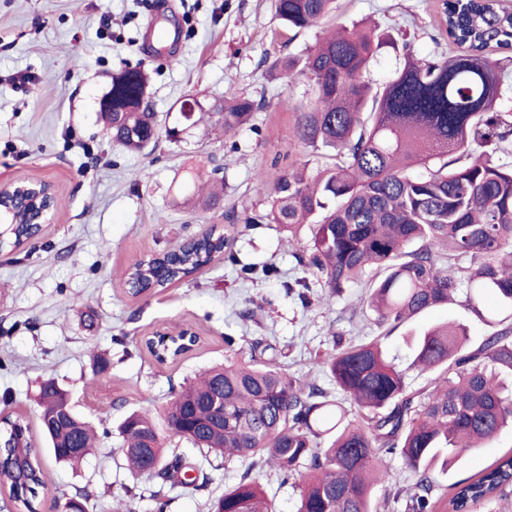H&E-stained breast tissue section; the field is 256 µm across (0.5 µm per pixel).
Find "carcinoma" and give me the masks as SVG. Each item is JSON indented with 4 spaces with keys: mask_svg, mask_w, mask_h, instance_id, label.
I'll return each instance as SVG.
<instances>
[{
    "mask_svg": "<svg viewBox=\"0 0 512 512\" xmlns=\"http://www.w3.org/2000/svg\"><path fill=\"white\" fill-rule=\"evenodd\" d=\"M335 0H273L283 31L312 28L334 11ZM439 29L460 52L442 59L405 46L402 71L382 85L366 79L381 38L370 24L327 33L298 55L277 58L273 76L305 79L313 99L293 107L291 136L305 156L329 163L316 173L309 161L288 169L273 185L257 173L254 192L269 197L264 214L244 217V228L277 224L288 243L302 244L297 262L315 273L327 297L362 283L366 270L382 273L364 301L379 324L406 319L452 300L459 288L471 300L495 295L509 314L500 328L473 345L466 331L446 322L412 340L413 366L432 372L426 387L409 389L388 361L380 339L343 345L319 360L336 395L303 382L274 357L249 353L200 371L171 392L160 408L125 413L118 434L126 469L150 476L153 512H168L166 489L186 494L212 483L199 463L170 448L184 441L201 458L211 455L245 470L212 501L211 512H276L252 472L268 467L282 481L300 480L296 512H437L436 467L492 441L512 424V162L496 152L512 145V108L503 103V59L512 53V12L498 0H443ZM149 75L140 65L112 75V111L103 112L112 142L138 152L159 137L156 114L145 105ZM260 107L232 94L199 111L217 116L229 133ZM32 231L13 224L0 251L17 252ZM240 264L229 237L211 229L178 249L138 262L127 273L134 295L186 278L217 257ZM41 408L46 448L35 446L20 417L0 419V490L18 512H41L46 489L43 453L77 470L95 453L99 436L52 377L34 396ZM400 456L408 484L387 485L380 461ZM383 496L376 499L378 488ZM512 495V456L477 478L455 485L446 509L472 512ZM90 493L78 489L61 512H88Z\"/></svg>",
    "mask_w": 512,
    "mask_h": 512,
    "instance_id": "carcinoma-1",
    "label": "carcinoma"
}]
</instances>
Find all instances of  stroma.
Returning a JSON list of instances; mask_svg holds the SVG:
<instances>
[{
  "label": "stroma",
  "instance_id": "stroma-1",
  "mask_svg": "<svg viewBox=\"0 0 512 512\" xmlns=\"http://www.w3.org/2000/svg\"><path fill=\"white\" fill-rule=\"evenodd\" d=\"M329 25L364 22L389 34L369 68L382 84L402 67L403 48L429 59L448 54L438 32L440 0H336ZM271 0H0V178L53 183L60 204L54 223L32 244L0 254V394L11 392L0 413L23 417L39 434L38 382L54 377L77 410L108 430L80 472L45 459L43 512L88 487V512H109L133 478L118 452L116 431L128 410L166 400L194 374L230 357L224 339L248 349L258 338L276 342L280 367L331 388L317 363L336 330L344 338L382 337L409 388L428 374L411 366L409 336L450 321L467 328L472 343L495 332L501 311L492 301L472 305L466 289L453 303L387 329L363 310L360 287L343 289L331 305L310 279L311 307H302L288 282L305 276L276 224L244 228L245 215L264 211L253 177L275 181L299 159L290 135L291 105L310 100L301 79L273 78L270 62L314 46L324 33L313 27L294 41L278 33ZM143 65L150 75L147 100L160 127H178L177 139L159 137L139 152L113 144L100 117L99 100L112 75ZM244 94L262 107L232 136L206 123L182 121L180 103L202 104ZM224 183L219 205H199L197 187ZM231 228L232 249L242 261L271 265L272 277L240 278L218 259L160 292L134 297L125 273L137 260L173 249L210 229ZM253 318H244L246 310ZM192 327L198 345L180 358L158 362L143 340L152 331ZM108 361L105 371L96 357ZM512 454V430L435 470L436 495L448 499L454 485ZM242 471L232 463L213 471L206 488L178 497L171 512H208L211 499L233 486Z\"/></svg>",
  "mask_w": 512,
  "mask_h": 512
}]
</instances>
